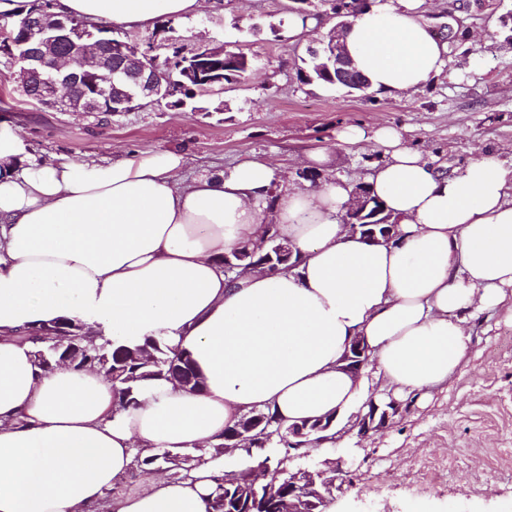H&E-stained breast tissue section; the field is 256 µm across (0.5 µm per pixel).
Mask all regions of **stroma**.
I'll list each match as a JSON object with an SVG mask.
<instances>
[{"mask_svg": "<svg viewBox=\"0 0 512 512\" xmlns=\"http://www.w3.org/2000/svg\"><path fill=\"white\" fill-rule=\"evenodd\" d=\"M290 0H224L174 20L182 43L224 44L252 66L202 110L156 104L137 112H58L26 101L0 82V122H8L43 161L111 160L117 152L180 151L182 177L256 160L288 185L315 150L333 157L331 176L365 182L382 151L340 140L349 125L391 126L444 171L490 152L512 161V43L500 18L512 0H426L425 16L448 43L449 76L408 96L364 97L296 78L320 24L288 42ZM473 351L428 403L410 401L368 438L313 452L309 463L343 459L344 485L332 512H512V322L487 312L472 323Z\"/></svg>", "mask_w": 512, "mask_h": 512, "instance_id": "obj_1", "label": "stroma"}]
</instances>
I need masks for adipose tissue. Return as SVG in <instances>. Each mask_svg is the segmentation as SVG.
Returning <instances> with one entry per match:
<instances>
[{"mask_svg":"<svg viewBox=\"0 0 512 512\" xmlns=\"http://www.w3.org/2000/svg\"><path fill=\"white\" fill-rule=\"evenodd\" d=\"M220 0H55L93 23L145 28ZM345 46L372 90L423 89L448 66L424 0H368ZM384 159L369 184L398 224L373 243L338 215L341 179L298 189L247 161L181 180L175 150L111 162L44 163L0 130V512H209L224 470L117 490L136 452L213 448L254 411L285 424L334 415L342 427L372 381L403 396L445 385L472 352L476 314L512 288V164L493 155L443 173L391 128L348 129ZM275 224L300 263L230 281L225 253ZM67 318L97 342L153 337L188 352L203 391L160 382L119 408L91 369L47 372L24 331ZM363 340L369 363L342 358ZM368 358L364 345L360 340H355L343 357V361L347 362L344 369L351 374L359 375L367 365Z\"/></svg>","mask_w":512,"mask_h":512,"instance_id":"adipose-tissue-1","label":"adipose tissue"}]
</instances>
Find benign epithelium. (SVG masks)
<instances>
[{"label":"benign epithelium","mask_w":512,"mask_h":512,"mask_svg":"<svg viewBox=\"0 0 512 512\" xmlns=\"http://www.w3.org/2000/svg\"><path fill=\"white\" fill-rule=\"evenodd\" d=\"M20 26L28 31L27 48L16 57L17 63L10 78L18 83L21 92L31 102L48 103L60 112L74 111V105L82 106L84 112H101L104 105L110 111L122 112L138 100L154 99L159 92L156 74L149 72L142 61L147 50L132 39H98L87 30L69 28L60 22L55 25L54 34L45 35V23L41 17L26 16ZM343 23H336L327 33L316 54L327 59L326 69L336 73L342 83L349 81L352 62L343 46ZM227 47L203 43L194 48V64L187 71L186 78L198 86L224 81L217 77L213 62L224 57ZM342 224L350 233L357 234L375 225L383 227L382 232H370L373 242H388L393 238L396 225L390 221L378 220L373 200L365 185H356L345 205ZM266 242L270 247L265 253L246 250L237 254V259L224 256V269L228 273L237 270L272 268L277 271L286 263L293 267V248L290 243L274 233V226L268 227ZM56 347L62 348L55 361L58 366L85 365L80 334L75 332L59 336ZM344 369L354 375L360 374L368 363L364 345L356 340L343 357ZM368 411L351 415L347 425L337 432L339 437H366L374 430V422L380 405L367 403ZM308 448L288 449V510L287 512H326L334 493L342 490L336 479L328 477V471L298 466L290 463L310 456Z\"/></svg>","instance_id":"benign-epithelium-1"}]
</instances>
